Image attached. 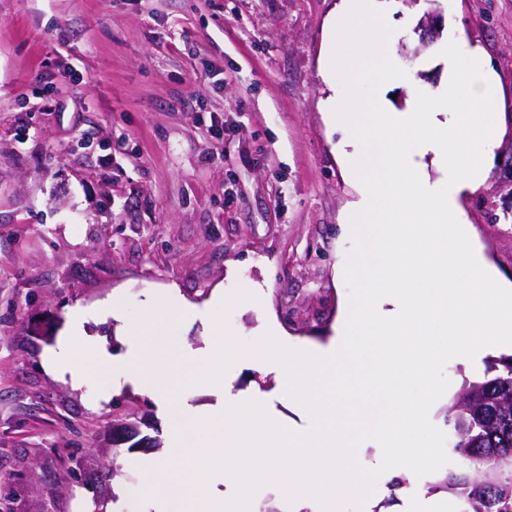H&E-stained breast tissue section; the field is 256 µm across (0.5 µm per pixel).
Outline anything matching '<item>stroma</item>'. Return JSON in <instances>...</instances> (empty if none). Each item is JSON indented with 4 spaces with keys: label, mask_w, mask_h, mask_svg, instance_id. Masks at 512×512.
<instances>
[{
    "label": "stroma",
    "mask_w": 512,
    "mask_h": 512,
    "mask_svg": "<svg viewBox=\"0 0 512 512\" xmlns=\"http://www.w3.org/2000/svg\"><path fill=\"white\" fill-rule=\"evenodd\" d=\"M397 30L391 111L436 92L446 64L421 47L426 5L377 0ZM442 28L480 42L512 90V0H441ZM342 0H0V512H106L116 485L158 490L113 426L146 417L144 437L177 422L123 381L82 389L48 375L46 352L86 310L112 354L172 290L205 345L214 289L252 302L229 313L241 341L277 324L325 342L348 299L336 275L351 241L339 223L355 190L323 103L327 24ZM465 208L486 259L512 280V173L493 167ZM120 318L103 313L112 294Z\"/></svg>",
    "instance_id": "stroma-1"
}]
</instances>
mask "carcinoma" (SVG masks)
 <instances>
[{"mask_svg": "<svg viewBox=\"0 0 512 512\" xmlns=\"http://www.w3.org/2000/svg\"><path fill=\"white\" fill-rule=\"evenodd\" d=\"M497 363L499 374L464 382L447 408L462 466L430 488L455 495L459 512H512V356Z\"/></svg>", "mask_w": 512, "mask_h": 512, "instance_id": "1", "label": "carcinoma"}]
</instances>
